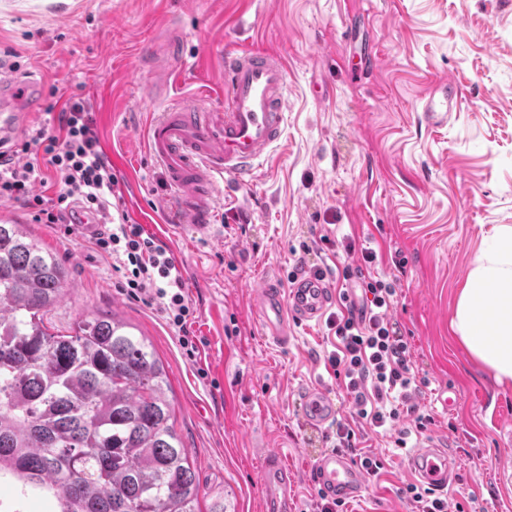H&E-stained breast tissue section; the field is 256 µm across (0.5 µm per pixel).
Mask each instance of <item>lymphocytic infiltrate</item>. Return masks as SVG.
Returning <instances> with one entry per match:
<instances>
[{"label": "lymphocytic infiltrate", "instance_id": "lymphocytic-infiltrate-1", "mask_svg": "<svg viewBox=\"0 0 512 512\" xmlns=\"http://www.w3.org/2000/svg\"><path fill=\"white\" fill-rule=\"evenodd\" d=\"M38 185L53 189V197L35 193ZM118 185L99 149L92 114L80 98L69 100L56 127L34 129L0 160V198L33 210L40 223L61 224L67 234H76L70 216L77 208L94 212L108 223L107 231L92 238V249L111 259L123 288L156 306L181 348L194 355V309L178 263L142 225L130 222L113 206ZM342 277L346 286L339 291L340 302H348L351 289L356 288L362 307L356 314L329 315L326 324L336 338V348L328 363L351 398L356 416L374 431H386L403 414L412 415V426L400 430L392 441L394 448L405 450L412 436L425 431L434 419L415 403L420 387L409 364L410 345L391 316L396 289L393 283L348 267L343 268Z\"/></svg>", "mask_w": 512, "mask_h": 512}]
</instances>
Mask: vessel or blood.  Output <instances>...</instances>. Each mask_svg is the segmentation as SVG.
<instances>
[{
  "label": "vessel or blood",
  "instance_id": "1",
  "mask_svg": "<svg viewBox=\"0 0 512 512\" xmlns=\"http://www.w3.org/2000/svg\"><path fill=\"white\" fill-rule=\"evenodd\" d=\"M224 107L221 110L174 105L160 112L148 128L149 151L163 168L171 191L170 218L202 233L217 210L219 192L237 193L251 178L284 130L287 70L282 59L261 50L226 52ZM27 88L0 66V144L28 115L22 103ZM461 92L451 81H440L426 98L427 119L447 111ZM336 302L330 281L312 272L298 273L288 289L268 283L254 289L252 308L267 336L286 341L293 322L321 321ZM340 409L325 390L306 392L304 415L314 429L336 420ZM408 468L419 482L436 492L448 491L454 462L447 448L434 440L419 442L409 454ZM314 478L328 498H359L365 484L359 467L345 453L319 455ZM271 512H292L296 483L276 454H268L261 473Z\"/></svg>",
  "mask_w": 512,
  "mask_h": 512
}]
</instances>
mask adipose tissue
<instances>
[{"label":"adipose tissue","instance_id":"obj_1","mask_svg":"<svg viewBox=\"0 0 512 512\" xmlns=\"http://www.w3.org/2000/svg\"><path fill=\"white\" fill-rule=\"evenodd\" d=\"M459 341L497 382L512 380V227L478 253L455 309Z\"/></svg>","mask_w":512,"mask_h":512}]
</instances>
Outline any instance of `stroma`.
I'll list each match as a JSON object with an SVG mask.
<instances>
[{"instance_id": "1", "label": "stroma", "mask_w": 512, "mask_h": 512, "mask_svg": "<svg viewBox=\"0 0 512 512\" xmlns=\"http://www.w3.org/2000/svg\"><path fill=\"white\" fill-rule=\"evenodd\" d=\"M236 48L284 60L283 137L242 190L247 210L223 197L207 233L164 227L169 188L147 128L174 104L223 109L221 61ZM0 55L19 82L41 85L25 129L55 125L70 98L86 101L100 147L127 162L114 170L125 212L144 215L146 233L178 261L195 309L191 358L86 238L0 199V212L68 266L65 295L46 315L52 330L112 312L152 344L200 512L219 492L227 512H267L265 447L297 477V512H312L313 466L333 432L308 426L305 390L324 389L350 419L325 364L334 343L325 322L293 325L281 344L250 302L266 280L287 288L303 243L306 266L333 282L362 249L376 251L372 273L393 282L392 317L428 382L418 403L435 423L425 435L445 438L455 458L450 512H512V486L499 481L512 467V382L497 383L452 328L475 256L496 228L512 226V0H0ZM160 65L172 77L156 100ZM441 79L463 97L430 124L421 108ZM341 242L353 243L350 259L337 256ZM353 428L387 464L348 512H412L400 496L411 481L406 455L365 422Z\"/></svg>"}]
</instances>
